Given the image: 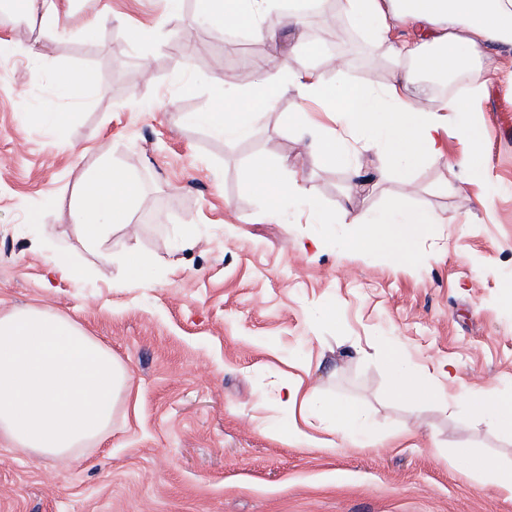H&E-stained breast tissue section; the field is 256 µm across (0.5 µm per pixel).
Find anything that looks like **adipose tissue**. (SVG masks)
Instances as JSON below:
<instances>
[{
	"instance_id": "obj_1",
	"label": "adipose tissue",
	"mask_w": 512,
	"mask_h": 512,
	"mask_svg": "<svg viewBox=\"0 0 512 512\" xmlns=\"http://www.w3.org/2000/svg\"><path fill=\"white\" fill-rule=\"evenodd\" d=\"M273 0H208L206 20L228 28L257 26ZM341 7L372 39L386 45L394 79L385 87L366 84L327 86L321 74L300 59L281 56L279 80L259 79L244 96L225 99L212 112L188 115L190 123L207 127L228 140L249 138L265 110L281 91L294 87L304 99L323 100L342 127L340 134L312 137L310 147L326 165L353 163L344 133L359 134L363 150L383 157L396 173L406 175L423 159H440L439 122L422 95L408 92L420 76L450 73L459 66H476L497 46L512 45V0H342ZM480 90L449 99L447 111L470 115L456 131L465 150L457 159L465 181L481 184L486 170L477 150L485 139L478 118ZM287 161L251 160L255 186L277 213L286 198L301 201L315 223H324L317 204L299 182H286ZM138 182L122 167L100 162L80 175L72 206L75 232L86 247L100 251L117 226L130 221ZM423 209L398 208L377 213L370 228L352 242L361 251L382 250L405 265L420 228L436 223ZM387 360L394 383L406 397H439L429 374L411 365L396 346ZM131 392L126 365L112 350L70 317L42 307L0 311V441L7 447L61 462L78 457L105 439L121 399ZM284 404L309 417L325 415L343 436L365 435L362 411L317 397L301 384L283 385ZM473 413L497 429L512 431V398L493 391L462 393Z\"/></svg>"
}]
</instances>
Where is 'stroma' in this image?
Listing matches in <instances>:
<instances>
[{
  "label": "stroma",
  "instance_id": "obj_1",
  "mask_svg": "<svg viewBox=\"0 0 512 512\" xmlns=\"http://www.w3.org/2000/svg\"><path fill=\"white\" fill-rule=\"evenodd\" d=\"M59 3L56 30L0 13V42L40 56L0 55V310L30 304L75 319L126 364L133 394L111 434L67 463L0 445V512H512V498L463 463L483 454L511 467L512 434L453 399L512 396V84L487 83L482 99L487 182L462 187L461 146L445 136L410 194L375 153L358 155L357 178L318 162L287 116L301 108L323 124L324 108L292 88L245 140L184 123L277 74L268 41L198 22L204 0L172 12L166 0ZM302 33L345 59L324 70L327 84L391 82L389 57L365 32L337 39L310 10ZM84 70L96 90L60 97L54 75ZM50 109L65 115L54 132L41 122ZM258 153L288 159L334 223H312L288 201L269 217L250 168ZM104 160L140 194L130 227L97 255L74 234L70 201L78 176ZM399 205L440 218L407 266L352 248L371 216ZM34 210L41 223H29ZM47 237L78 278H51ZM313 237L319 247L302 250ZM131 246L153 259L134 283L122 263ZM390 343L445 399L396 391ZM294 379L362 408L372 446L277 438L288 419L280 387Z\"/></svg>",
  "mask_w": 512,
  "mask_h": 512
}]
</instances>
